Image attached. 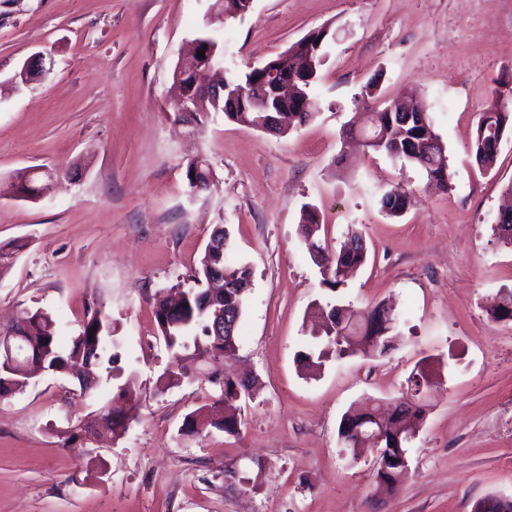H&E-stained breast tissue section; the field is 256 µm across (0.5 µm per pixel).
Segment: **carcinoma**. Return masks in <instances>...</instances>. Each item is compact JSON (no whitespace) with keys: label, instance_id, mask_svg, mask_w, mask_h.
<instances>
[{"label":"carcinoma","instance_id":"obj_1","mask_svg":"<svg viewBox=\"0 0 512 512\" xmlns=\"http://www.w3.org/2000/svg\"><path fill=\"white\" fill-rule=\"evenodd\" d=\"M329 37L331 34L324 31L307 35L275 58V66L290 77L303 70L307 73V78L294 83L295 92L288 99L278 101L271 98L272 106L281 108V111L254 112L241 106L236 112H226L221 100L211 105L212 112L224 114V119L229 122L247 126L256 124L260 118L272 117L277 121L279 131L304 124L313 116L315 104L308 102L306 112H297L295 107L308 97V89L312 85L310 78L317 77L323 65V48ZM259 76L260 67L256 66L242 76L232 77L231 90L238 92L243 89L247 97ZM507 92L512 94V87L505 91L495 88L492 102L478 121L472 154L476 163L485 169L494 165L509 121V113L503 111L502 105ZM389 106L392 111L373 113L369 126L358 132L363 149L415 165L426 173L428 180L448 187L450 174L446 148L433 130L428 113L424 111L418 118L408 119L404 109L417 106V102L404 96L384 104L386 108ZM210 113L194 112L188 118L178 114L176 119L202 126L210 118ZM15 180L18 196H35V179L27 176L25 170L18 171ZM380 203L382 210L391 217H399L404 212L405 203L397 191L384 192ZM301 222L308 253L322 275L321 284L334 292L349 275L365 264L367 246L363 234L351 224L344 239L336 246L330 245L328 240L317 237L321 224L312 205L304 206ZM20 250L18 244L0 245V275L13 266ZM190 280L193 286L185 293L190 297L191 306L169 314L165 298L156 299L158 331L177 361V375L192 379L203 377L220 386V396L186 415L181 432L195 436L212 427L227 434H236L244 422L229 408L241 398H252L253 384L221 374V363L236 355L237 334L226 336L224 342L217 343L213 315L223 308L231 313L229 322L241 318L251 286V271L232 262L228 251L213 248L204 251ZM490 317L512 320V291L503 296L502 302L490 312ZM395 325L396 317L382 303L369 307L361 316L355 315V310L347 306L334 305L323 313L321 323L314 329V335L323 342L319 355L302 352L298 355V362L303 367H310L322 365L332 354L338 358L358 352L382 356L393 347ZM9 336L22 337L19 350L49 374H65L75 368L92 373L112 363V332L106 314L100 308L88 310L79 333L68 339L61 335L49 312L24 309L12 326L0 329V341ZM21 379L23 376L17 370L0 364V398L8 397L10 387L19 385ZM424 416L422 406L412 413L396 410L385 423L380 424L374 420V412L368 409L358 412L350 408L341 417L338 435L349 439L347 448L352 451L369 446L383 450L385 470H376L375 478L379 482H389L404 470L410 444L407 437L420 430ZM369 427L376 428L381 436V440L372 445L358 438V432Z\"/></svg>","mask_w":512,"mask_h":512}]
</instances>
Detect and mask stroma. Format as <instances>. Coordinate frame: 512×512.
<instances>
[{"label":"stroma","mask_w":512,"mask_h":512,"mask_svg":"<svg viewBox=\"0 0 512 512\" xmlns=\"http://www.w3.org/2000/svg\"><path fill=\"white\" fill-rule=\"evenodd\" d=\"M212 0H0V245L22 243L0 277V323L50 312L77 335L85 312L112 322L122 377L138 412L124 434L75 448L70 425L118 402L115 380L81 393L46 374L0 399V512H473L512 498V322L492 304L512 291V245L494 230L512 184V124L492 169L471 152L479 115L512 77V0H253L244 17L211 15ZM336 34L310 90L318 110L283 135L217 117L175 121L172 72L198 36L224 47L235 73L276 58L310 31ZM42 78L13 84L34 54ZM387 99L412 92L446 147L450 189L342 132L371 81ZM195 159L208 188L186 179ZM57 180L17 197L15 171ZM410 198L388 216L382 192ZM317 208L331 243L356 225L368 261L345 285L321 286L300 234ZM230 258L249 265L238 351L227 367L256 376L239 433L181 432L219 394L200 381L166 385L171 358L154 297L189 287L214 225ZM392 304L397 341L381 357L297 361L319 351L317 306ZM426 366V415L394 489L376 488L374 453L342 447L353 406L387 407Z\"/></svg>","instance_id":"obj_1"}]
</instances>
